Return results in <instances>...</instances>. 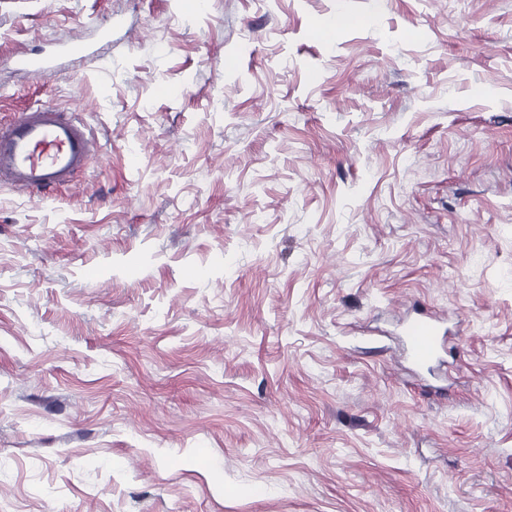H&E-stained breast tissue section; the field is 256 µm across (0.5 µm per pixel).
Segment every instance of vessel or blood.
Wrapping results in <instances>:
<instances>
[{"label":"vessel or blood","mask_w":512,"mask_h":512,"mask_svg":"<svg viewBox=\"0 0 512 512\" xmlns=\"http://www.w3.org/2000/svg\"><path fill=\"white\" fill-rule=\"evenodd\" d=\"M90 45L75 42L41 57L18 55L17 68L60 74V57H88ZM98 145L74 116H65L54 105L40 104L16 113L0 124V185L48 197L75 182L88 167ZM405 342L414 364L429 365L436 357L442 338L437 319L422 316L404 328Z\"/></svg>","instance_id":"b4317fda"}]
</instances>
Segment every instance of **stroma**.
Here are the masks:
<instances>
[{
	"mask_svg": "<svg viewBox=\"0 0 512 512\" xmlns=\"http://www.w3.org/2000/svg\"><path fill=\"white\" fill-rule=\"evenodd\" d=\"M77 39L0 67L102 145L0 186V512H512V0H0ZM93 53L94 50L90 45L75 42L41 57H31L26 54L18 55L9 59L8 63L19 69L59 75L62 71V63L59 62L60 57H90ZM442 334L440 322L431 316L409 321L404 335L412 362L422 367L429 365L438 353Z\"/></svg>",
	"mask_w": 512,
	"mask_h": 512,
	"instance_id": "obj_1",
	"label": "stroma"
}]
</instances>
